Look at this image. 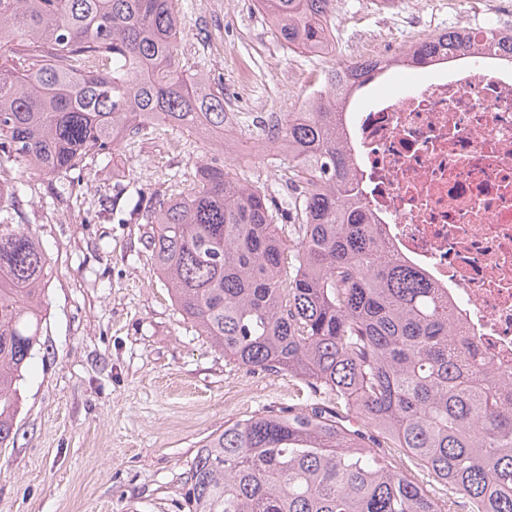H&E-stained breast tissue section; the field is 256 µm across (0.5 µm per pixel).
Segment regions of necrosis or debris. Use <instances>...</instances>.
<instances>
[{
	"instance_id": "4bbe7bcc",
	"label": "necrosis or debris",
	"mask_w": 512,
	"mask_h": 512,
	"mask_svg": "<svg viewBox=\"0 0 512 512\" xmlns=\"http://www.w3.org/2000/svg\"><path fill=\"white\" fill-rule=\"evenodd\" d=\"M344 114L386 249L443 288L478 355L512 375V64L433 57Z\"/></svg>"
}]
</instances>
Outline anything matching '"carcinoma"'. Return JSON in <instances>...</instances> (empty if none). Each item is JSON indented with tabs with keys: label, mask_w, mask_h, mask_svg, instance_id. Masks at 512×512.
Listing matches in <instances>:
<instances>
[{
	"label": "carcinoma",
	"mask_w": 512,
	"mask_h": 512,
	"mask_svg": "<svg viewBox=\"0 0 512 512\" xmlns=\"http://www.w3.org/2000/svg\"><path fill=\"white\" fill-rule=\"evenodd\" d=\"M276 36L330 44L333 0H256ZM178 0H0V171L66 180L143 130L209 146L175 196L137 191L146 249L184 319L249 371H284L335 407L224 423L198 447L183 512H440L419 484L342 425L352 412L459 491L470 512H512V378L482 359L424 273L386 252L359 192L341 108L372 73L431 53L512 59V29L446 30L389 59L331 69L326 92L277 129L295 224L242 182L224 140V88L181 61ZM52 270L0 206V444L41 345Z\"/></svg>",
	"instance_id": "1"
}]
</instances>
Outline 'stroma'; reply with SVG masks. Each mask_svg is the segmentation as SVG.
I'll list each match as a JSON object with an SVG mask.
<instances>
[{"label":"stroma","mask_w":512,"mask_h":512,"mask_svg":"<svg viewBox=\"0 0 512 512\" xmlns=\"http://www.w3.org/2000/svg\"><path fill=\"white\" fill-rule=\"evenodd\" d=\"M181 52L224 87L237 115L235 168L288 208L285 164L252 157L243 143L269 115L298 109L335 64L373 51L399 54L448 28H512V0H334L333 51L288 49L256 0H180ZM205 146L166 127L93 162L71 195L17 164L27 185L16 216L51 261L43 345L20 385L15 436L0 445V512H180L182 486L203 438L261 412L301 411L330 399L287 373L251 372L184 321L152 267L150 230L136 188L171 192L192 178ZM392 464L419 483L441 512H469L466 499L400 449Z\"/></svg>","instance_id":"35a3bbf8"}]
</instances>
